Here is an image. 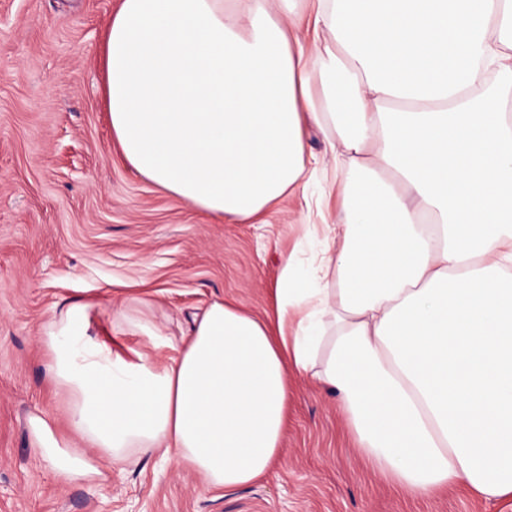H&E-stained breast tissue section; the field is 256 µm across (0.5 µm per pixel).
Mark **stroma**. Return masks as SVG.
Returning <instances> with one entry per match:
<instances>
[{"label": "stroma", "instance_id": "obj_1", "mask_svg": "<svg viewBox=\"0 0 512 512\" xmlns=\"http://www.w3.org/2000/svg\"><path fill=\"white\" fill-rule=\"evenodd\" d=\"M120 0H0V512H512V497L464 488L431 499L395 490L358 453L333 394L290 377L281 454L255 484L207 488L161 455L59 482L34 448L29 413H58L45 380L40 327L54 306L90 298L91 329L111 336L126 289L152 293L178 321L212 298L264 316L284 256L335 211L280 202L262 221L217 220L139 176L112 139L99 49Z\"/></svg>", "mask_w": 512, "mask_h": 512}]
</instances>
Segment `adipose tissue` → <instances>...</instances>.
<instances>
[{
    "label": "adipose tissue",
    "mask_w": 512,
    "mask_h": 512,
    "mask_svg": "<svg viewBox=\"0 0 512 512\" xmlns=\"http://www.w3.org/2000/svg\"><path fill=\"white\" fill-rule=\"evenodd\" d=\"M104 67L112 138L149 182L250 220L332 166L342 208L310 229L311 275L283 258L266 318L217 297L176 336L132 294L111 332L145 347L124 354L92 337V302L55 311L61 415L28 426L58 479H94L95 448L251 485L280 456L294 372L337 394L408 496L512 495V0H121Z\"/></svg>",
    "instance_id": "obj_1"
}]
</instances>
